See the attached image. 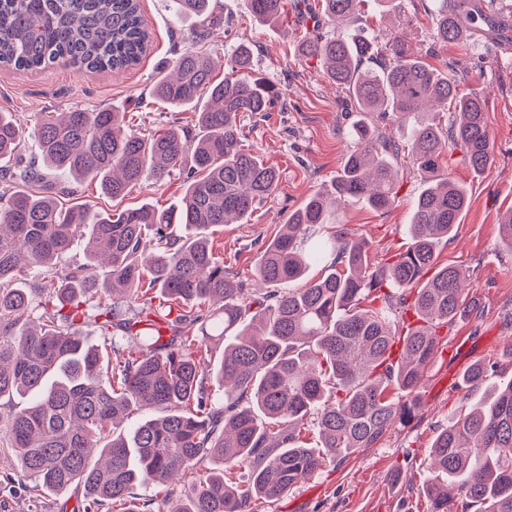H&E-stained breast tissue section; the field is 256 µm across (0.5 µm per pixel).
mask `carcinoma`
<instances>
[{
	"instance_id": "obj_1",
	"label": "carcinoma",
	"mask_w": 512,
	"mask_h": 512,
	"mask_svg": "<svg viewBox=\"0 0 512 512\" xmlns=\"http://www.w3.org/2000/svg\"><path fill=\"white\" fill-rule=\"evenodd\" d=\"M361 2L321 0L311 17L354 18ZM208 3L172 0L179 17H201ZM286 4L251 0L265 21L279 19ZM482 29L476 0H441L434 42ZM148 46L139 0H0V64L17 70L119 73ZM299 53L321 58L332 82L384 126L352 125L332 191L308 198L260 251L259 288L224 267L208 236L246 219L279 186L277 169L243 144L241 114L269 112L282 99L265 79L241 76L252 69L247 47L218 83L210 58L186 49L153 84L154 99L171 108L207 98L191 124L146 136L107 108L40 112L38 157L0 169V440L35 480L32 491L79 485L96 506L156 512L153 499L132 497L135 486L155 484L174 503L168 512H265L300 481L414 417L441 331L478 312L464 295L467 269L438 264L437 246L469 204L466 189L443 173L448 147L475 172L493 158L486 104L459 94L398 35L381 46L339 32L302 41ZM429 105L453 108L455 120L444 128L436 112L401 135L400 118ZM24 141L0 112V159ZM188 156L192 173L178 202L121 206L144 178L164 182ZM406 160L427 187L405 251L373 269L363 239L343 229L318 234L330 205L390 208ZM50 171L68 184L47 183ZM86 179L99 180L113 209L58 200L76 198ZM78 235L86 261L54 270ZM25 262L47 273L33 288L22 286ZM321 262L327 273L305 279ZM151 290L162 301L135 306ZM88 322L112 340L111 357L82 335ZM217 340L224 348L213 365ZM215 382L224 387L220 406ZM16 395L31 402L18 411L2 403ZM145 407L156 417L116 431ZM207 459L215 467L201 468ZM429 469L424 493L435 512L456 498L463 512H512V380L438 432Z\"/></svg>"
}]
</instances>
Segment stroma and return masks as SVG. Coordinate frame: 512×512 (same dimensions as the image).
Returning <instances> with one entry per match:
<instances>
[{"mask_svg":"<svg viewBox=\"0 0 512 512\" xmlns=\"http://www.w3.org/2000/svg\"><path fill=\"white\" fill-rule=\"evenodd\" d=\"M141 3L151 42L138 65L117 74L78 72L65 66L32 72L0 66V112L10 113L28 132L38 113L75 107L128 112L143 133L164 130L174 121H188L190 110L158 102L145 112L135 108L138 97L148 96L153 81L162 76L164 66L190 46L209 55L215 64L213 77L220 81L237 46L248 45L255 74L276 84L286 103L272 112L243 113L245 144L279 170L280 185L255 206L245 223L209 231L216 256L248 279L262 245L289 214L311 195L330 189L351 142L348 127L356 115L345 107L346 91L328 78L319 58L297 55L299 42L357 29L369 37L395 33L412 47L430 49L429 63L448 73L461 92L485 99L493 161L476 174L462 161L460 151L452 150L448 171L467 187L470 204L455 229V239L438 246L439 262L465 265L472 274L470 294L480 312L445 329L442 342L447 349L462 336L470 342L469 351L452 358L436 356L425 368L420 407L411 421L396 425L374 447L326 465L291 488L272 509L432 512L422 484L436 433L469 411L485 392L512 380V249L504 246L498 228L503 213L512 208V40L473 36L445 47L435 45V0H404L398 10L387 9L379 0H366L362 18L317 28L294 8L276 21H260L250 0H210L212 15L227 20L224 28L200 18L176 20L169 0ZM185 177L180 169L161 184L143 180L125 202L169 206L181 196ZM425 187L423 176L405 170L390 209L380 212L350 202L331 209L328 223L364 237L371 263L385 262L403 251L412 207ZM478 362L495 364L494 374L479 386L463 388V377ZM33 484L32 478L18 471L14 450L0 444V512H73L81 500V489L40 495L33 492Z\"/></svg>","mask_w":512,"mask_h":512,"instance_id":"35a3bbf8","label":"stroma"}]
</instances>
